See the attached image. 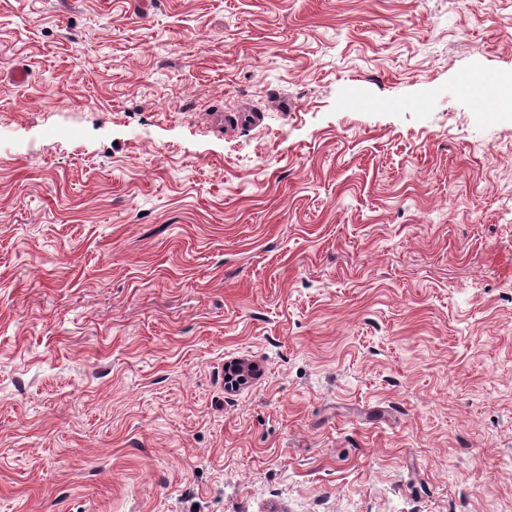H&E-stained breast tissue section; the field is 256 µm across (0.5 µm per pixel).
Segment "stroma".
Returning <instances> with one entry per match:
<instances>
[{"label":"stroma","instance_id":"35a3bbf8","mask_svg":"<svg viewBox=\"0 0 512 512\" xmlns=\"http://www.w3.org/2000/svg\"><path fill=\"white\" fill-rule=\"evenodd\" d=\"M503 77L512 0H0V512H512Z\"/></svg>","mask_w":512,"mask_h":512}]
</instances>
